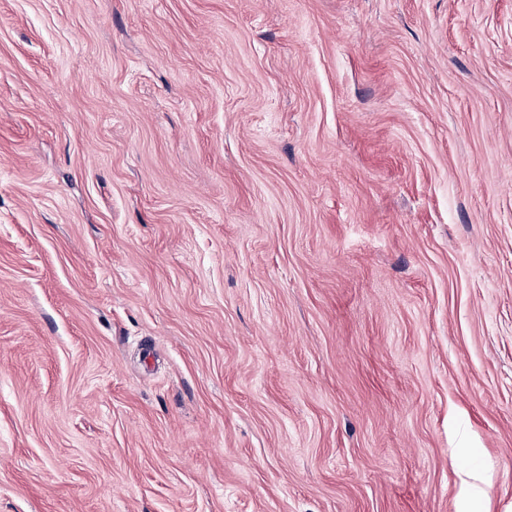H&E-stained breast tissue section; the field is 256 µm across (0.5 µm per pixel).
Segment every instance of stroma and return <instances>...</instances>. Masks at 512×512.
Here are the masks:
<instances>
[{
	"mask_svg": "<svg viewBox=\"0 0 512 512\" xmlns=\"http://www.w3.org/2000/svg\"><path fill=\"white\" fill-rule=\"evenodd\" d=\"M0 512H512V0H0Z\"/></svg>",
	"mask_w": 512,
	"mask_h": 512,
	"instance_id": "1",
	"label": "stroma"
}]
</instances>
